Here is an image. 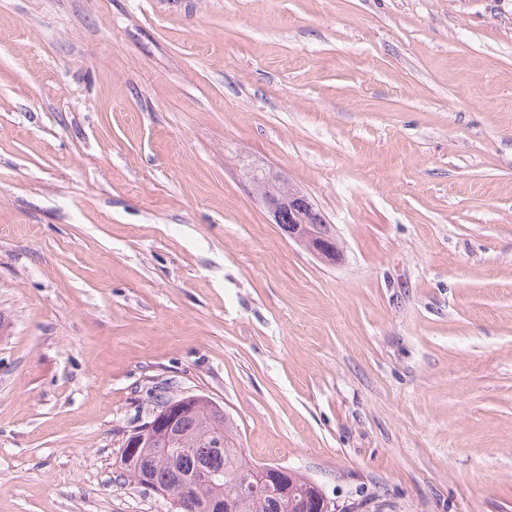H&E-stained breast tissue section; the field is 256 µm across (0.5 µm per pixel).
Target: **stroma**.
I'll return each instance as SVG.
<instances>
[{
	"label": "stroma",
	"instance_id": "1",
	"mask_svg": "<svg viewBox=\"0 0 512 512\" xmlns=\"http://www.w3.org/2000/svg\"><path fill=\"white\" fill-rule=\"evenodd\" d=\"M0 319V512H168L120 443L189 394L345 512H512V0H0ZM249 180L283 234L303 245L318 260L336 265L343 259L341 247L331 224H312L308 215L313 205L302 191L281 173L262 167L251 168ZM288 211V224L283 221Z\"/></svg>",
	"mask_w": 512,
	"mask_h": 512
}]
</instances>
